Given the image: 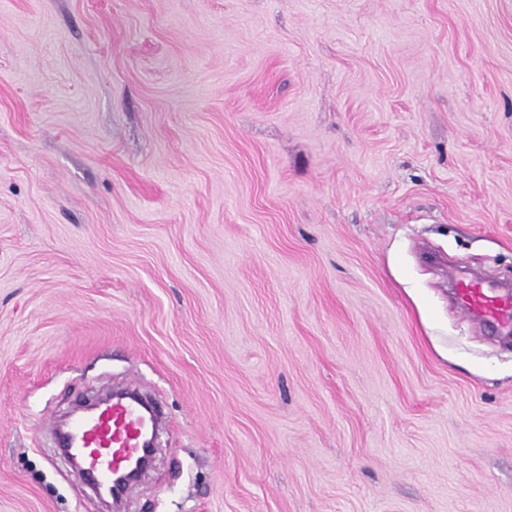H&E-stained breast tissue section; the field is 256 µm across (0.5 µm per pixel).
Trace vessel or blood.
I'll return each instance as SVG.
<instances>
[{"mask_svg": "<svg viewBox=\"0 0 512 512\" xmlns=\"http://www.w3.org/2000/svg\"><path fill=\"white\" fill-rule=\"evenodd\" d=\"M456 299L459 309L473 320L512 328L511 294L463 277L456 283ZM139 407L136 399H118L106 403L96 415L79 416L71 422L68 440L93 482L106 481L139 456L145 428Z\"/></svg>", "mask_w": 512, "mask_h": 512, "instance_id": "obj_1", "label": "vessel or blood"}]
</instances>
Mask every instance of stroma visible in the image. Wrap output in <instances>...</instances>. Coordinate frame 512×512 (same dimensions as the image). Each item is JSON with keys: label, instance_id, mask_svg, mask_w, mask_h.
<instances>
[{"label": "stroma", "instance_id": "35a3bbf8", "mask_svg": "<svg viewBox=\"0 0 512 512\" xmlns=\"http://www.w3.org/2000/svg\"><path fill=\"white\" fill-rule=\"evenodd\" d=\"M512 0H0V512L163 413L120 512H512ZM458 308L474 321L512 328V295L497 293L480 280L460 278L456 283ZM104 406L96 415L74 418L66 440L75 445L83 472L96 484L139 456L145 428L136 399H114Z\"/></svg>", "mask_w": 512, "mask_h": 512}]
</instances>
